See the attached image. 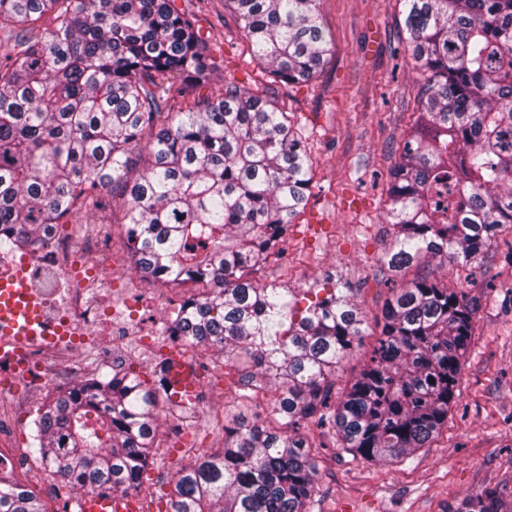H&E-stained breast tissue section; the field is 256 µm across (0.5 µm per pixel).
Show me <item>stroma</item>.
<instances>
[{
	"mask_svg": "<svg viewBox=\"0 0 512 512\" xmlns=\"http://www.w3.org/2000/svg\"><path fill=\"white\" fill-rule=\"evenodd\" d=\"M330 52L308 83L279 96L293 129L307 139L313 159L308 200L294 219L284 248L287 261L269 260L255 275L279 288H308L326 274L348 283L365 316V344L379 336L383 311L403 284L430 274L441 286L465 292L476 307L472 341L448 425L431 447L403 462H368L345 452L323 451L316 459L309 512H454L460 501L483 489L512 493V231L503 230L473 268L414 266L398 275L381 270L390 243L386 213L390 172L413 124L420 73L402 39L399 0H318ZM206 35L221 67L209 81L217 89L234 83L253 90L264 77L251 62L239 19L224 0H177ZM81 223L116 226L112 248L117 287H146L136 272L125 234V208L114 199L103 210L81 214ZM205 403L186 417L161 412L160 436L170 437L169 455L150 476L169 481L186 459L180 448L224 445V428L263 420L276 393L236 399L237 376L216 349H205ZM34 425H27L22 455L28 466L14 476L51 503L55 495L80 498L81 490L49 477L32 455Z\"/></svg>",
	"mask_w": 512,
	"mask_h": 512,
	"instance_id": "obj_1",
	"label": "stroma"
}]
</instances>
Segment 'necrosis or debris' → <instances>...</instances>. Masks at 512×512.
Listing matches in <instances>:
<instances>
[{
  "instance_id": "1",
  "label": "necrosis or debris",
  "mask_w": 512,
  "mask_h": 512,
  "mask_svg": "<svg viewBox=\"0 0 512 512\" xmlns=\"http://www.w3.org/2000/svg\"><path fill=\"white\" fill-rule=\"evenodd\" d=\"M108 224L92 225L80 242L55 227L38 245L7 254L5 271L22 278L38 316L26 336L0 321V354L14 358L12 370L0 373L12 428H20L37 396L51 381L73 382L91 365L111 363L139 336L140 321L127 313L109 287L105 272L115 265Z\"/></svg>"
}]
</instances>
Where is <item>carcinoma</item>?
<instances>
[{
    "mask_svg": "<svg viewBox=\"0 0 512 512\" xmlns=\"http://www.w3.org/2000/svg\"><path fill=\"white\" fill-rule=\"evenodd\" d=\"M252 61L285 87L311 80L328 53L317 0H227ZM403 32L422 71L418 116L391 171L381 257L389 271L440 257L465 267L512 228V0H402ZM0 246L42 243L109 188L147 281L203 283L166 332L243 354L238 398L274 383L262 422L224 429V447L189 448L171 491L145 477L163 451L165 380L132 367L61 389L38 410V460L100 493L133 488L165 512H307L319 446L304 432L362 347L354 289L328 276L302 294L250 278L307 200L313 161L267 88L197 93L219 64L177 0H0ZM147 173L130 182L133 154ZM464 295L421 276L398 288L364 367L332 422L339 447L366 461H405L448 426L472 336ZM0 512H45L0 473ZM455 512H512L496 489Z\"/></svg>",
    "mask_w": 512,
    "mask_h": 512,
    "instance_id": "carcinoma-1",
    "label": "carcinoma"
}]
</instances>
